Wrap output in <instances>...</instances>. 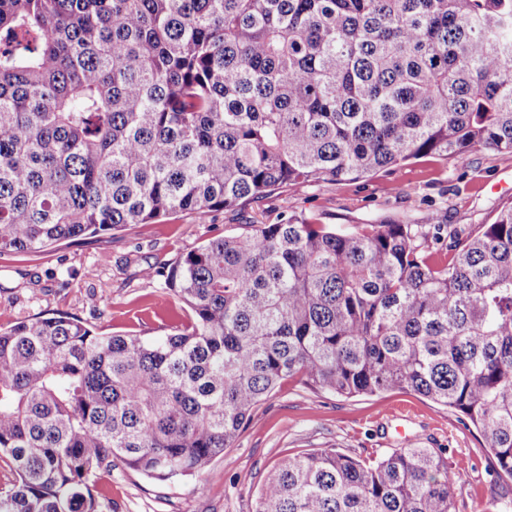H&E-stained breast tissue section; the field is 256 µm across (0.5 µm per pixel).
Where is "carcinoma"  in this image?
Here are the masks:
<instances>
[{"instance_id": "1", "label": "carcinoma", "mask_w": 512, "mask_h": 512, "mask_svg": "<svg viewBox=\"0 0 512 512\" xmlns=\"http://www.w3.org/2000/svg\"><path fill=\"white\" fill-rule=\"evenodd\" d=\"M512 153V0H0V256L411 159ZM152 271L164 336L0 328V512H101L123 464L201 473L279 383L402 389L512 480V203L452 227L290 214ZM448 459L283 460L254 512H456Z\"/></svg>"}]
</instances>
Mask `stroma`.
<instances>
[{
	"label": "stroma",
	"mask_w": 512,
	"mask_h": 512,
	"mask_svg": "<svg viewBox=\"0 0 512 512\" xmlns=\"http://www.w3.org/2000/svg\"><path fill=\"white\" fill-rule=\"evenodd\" d=\"M512 201V153L478 152L461 164L423 157L360 180L281 189L244 212L189 213L134 224L38 254L0 258V327L56 312L97 332L161 336L186 323L173 292L142 272L172 263L214 235L241 233L250 218L273 224L302 213L323 224H376L385 217L421 223L440 210L457 226L492 221ZM414 442L470 465L455 487L457 512H489L492 497L512 487L489 468L481 436L454 413L424 398L389 390L344 397L284 381L254 412L231 448L202 474L156 481L124 467L96 482L103 512H253L264 480L285 457L336 448L375 460Z\"/></svg>",
	"instance_id": "1"
}]
</instances>
